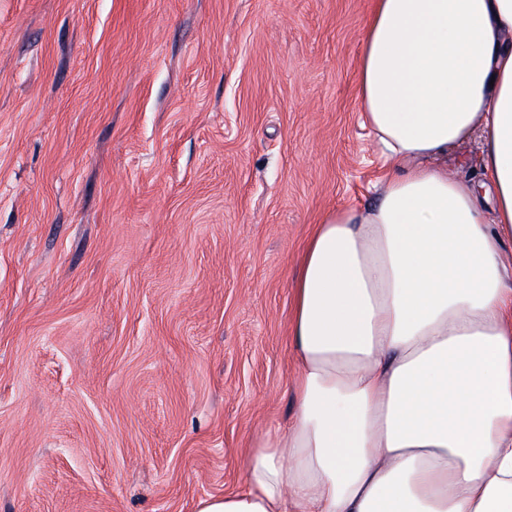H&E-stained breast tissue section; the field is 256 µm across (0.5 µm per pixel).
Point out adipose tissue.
<instances>
[{
  "instance_id": "obj_1",
  "label": "adipose tissue",
  "mask_w": 512,
  "mask_h": 512,
  "mask_svg": "<svg viewBox=\"0 0 512 512\" xmlns=\"http://www.w3.org/2000/svg\"><path fill=\"white\" fill-rule=\"evenodd\" d=\"M358 98L378 201L314 225L295 414L197 512H512V0H373ZM480 138L457 148L448 156V168L458 174L472 176L476 173L481 146Z\"/></svg>"
}]
</instances>
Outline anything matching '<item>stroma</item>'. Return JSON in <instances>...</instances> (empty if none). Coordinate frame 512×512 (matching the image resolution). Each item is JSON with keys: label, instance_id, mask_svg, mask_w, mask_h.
<instances>
[{"label": "stroma", "instance_id": "1", "mask_svg": "<svg viewBox=\"0 0 512 512\" xmlns=\"http://www.w3.org/2000/svg\"><path fill=\"white\" fill-rule=\"evenodd\" d=\"M370 4L0 0V512H195L287 424Z\"/></svg>", "mask_w": 512, "mask_h": 512}]
</instances>
